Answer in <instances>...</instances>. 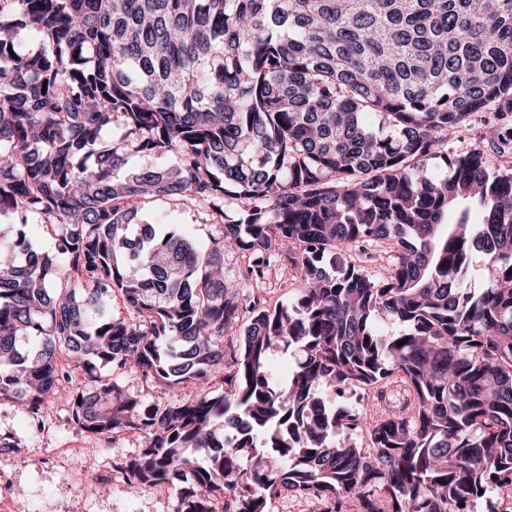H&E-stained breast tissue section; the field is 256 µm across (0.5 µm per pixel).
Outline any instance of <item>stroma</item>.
Wrapping results in <instances>:
<instances>
[{"label":"stroma","mask_w":512,"mask_h":512,"mask_svg":"<svg viewBox=\"0 0 512 512\" xmlns=\"http://www.w3.org/2000/svg\"><path fill=\"white\" fill-rule=\"evenodd\" d=\"M141 215L187 230L202 244L219 232L208 213L190 205L158 202ZM271 266L268 305L296 299L302 288L297 271L276 258ZM83 384L82 372L71 371L38 422L18 403L0 400V440L17 444L15 452L0 453V512H173L171 493L130 487L113 466L144 447L142 434L106 439L71 421L70 397Z\"/></svg>","instance_id":"obj_1"}]
</instances>
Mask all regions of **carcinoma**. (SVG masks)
<instances>
[{
  "label": "carcinoma",
  "mask_w": 512,
  "mask_h": 512,
  "mask_svg": "<svg viewBox=\"0 0 512 512\" xmlns=\"http://www.w3.org/2000/svg\"><path fill=\"white\" fill-rule=\"evenodd\" d=\"M133 155L150 161L116 177ZM151 199L206 208L220 235L134 222ZM229 243L251 258L237 282ZM382 243V281L341 262ZM1 253L0 400L39 413L69 358L71 420L143 434L120 469L174 512L512 493V0H0ZM271 253L304 283L272 310ZM276 347L298 356L285 381ZM101 365L225 390L143 409ZM351 391L370 418L336 404Z\"/></svg>",
  "instance_id": "1"
}]
</instances>
